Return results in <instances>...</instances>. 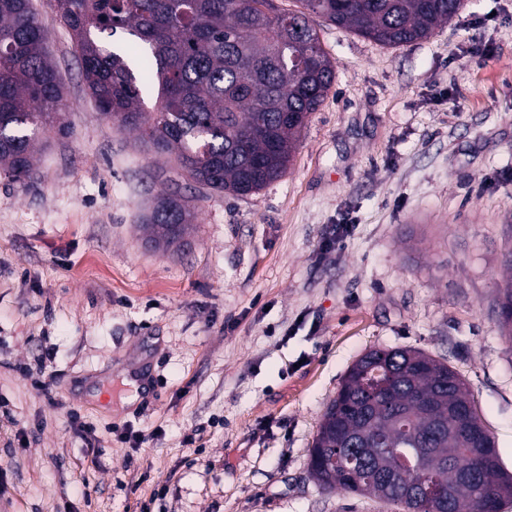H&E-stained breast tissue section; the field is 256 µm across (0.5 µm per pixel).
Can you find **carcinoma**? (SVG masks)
<instances>
[{"mask_svg":"<svg viewBox=\"0 0 512 512\" xmlns=\"http://www.w3.org/2000/svg\"><path fill=\"white\" fill-rule=\"evenodd\" d=\"M101 115L139 132L174 160L194 189L256 193L287 172L306 119L336 79L318 20L390 47L426 38L464 0H54ZM128 36L116 48L103 34ZM31 0H0V176L25 183L43 134H67L71 111ZM158 82L154 110L144 92ZM191 198H158L143 229L156 248H179ZM512 324V281L500 290ZM309 459L319 486L357 487L404 512H476L512 502V475L469 389L447 364L414 348L371 349L347 371ZM482 461L480 478L466 472Z\"/></svg>","mask_w":512,"mask_h":512,"instance_id":"carcinoma-1","label":"carcinoma"}]
</instances>
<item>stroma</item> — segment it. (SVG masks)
I'll use <instances>...</instances> for the list:
<instances>
[{
  "label": "stroma",
  "instance_id": "1",
  "mask_svg": "<svg viewBox=\"0 0 512 512\" xmlns=\"http://www.w3.org/2000/svg\"><path fill=\"white\" fill-rule=\"evenodd\" d=\"M33 6L73 110L27 184L0 179V512H402L308 467L373 348L456 370L512 473V0L400 47L321 26L336 82L287 173L243 197L173 183ZM175 190L189 244L150 247L141 219Z\"/></svg>",
  "mask_w": 512,
  "mask_h": 512
}]
</instances>
